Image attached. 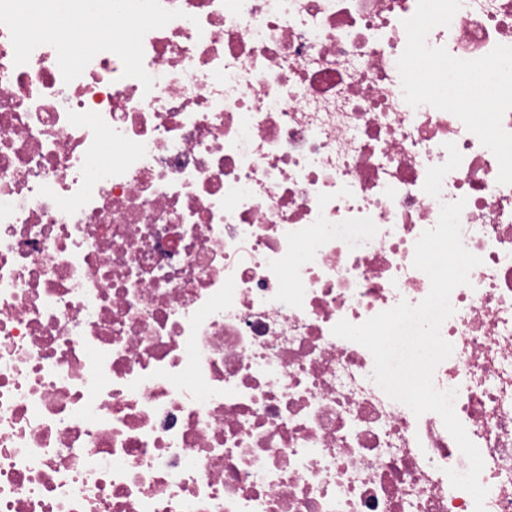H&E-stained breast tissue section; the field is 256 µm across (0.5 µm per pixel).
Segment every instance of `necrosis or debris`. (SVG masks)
I'll return each instance as SVG.
<instances>
[{
  "mask_svg": "<svg viewBox=\"0 0 512 512\" xmlns=\"http://www.w3.org/2000/svg\"><path fill=\"white\" fill-rule=\"evenodd\" d=\"M417 0H0V512H474L441 417L336 337L430 290L465 200L481 257L435 369L512 512V185L411 107ZM51 15L83 40L77 61ZM427 42L512 46V0Z\"/></svg>",
  "mask_w": 512,
  "mask_h": 512,
  "instance_id": "4bbe7bcc",
  "label": "necrosis or debris"
}]
</instances>
